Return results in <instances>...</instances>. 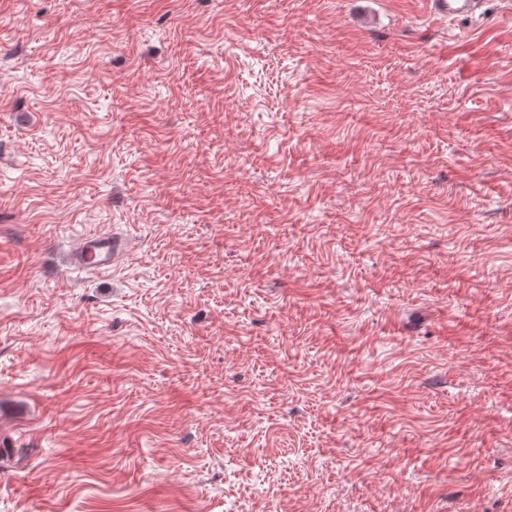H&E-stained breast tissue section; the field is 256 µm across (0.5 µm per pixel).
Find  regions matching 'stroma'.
Listing matches in <instances>:
<instances>
[{
	"label": "stroma",
	"mask_w": 512,
	"mask_h": 512,
	"mask_svg": "<svg viewBox=\"0 0 512 512\" xmlns=\"http://www.w3.org/2000/svg\"><path fill=\"white\" fill-rule=\"evenodd\" d=\"M0 512H512V0H0ZM426 3L430 14L455 21L475 17L484 0H428ZM127 244L116 234H94L86 236L71 253L70 262L78 267H88L99 272L112 268Z\"/></svg>",
	"instance_id": "obj_1"
}]
</instances>
